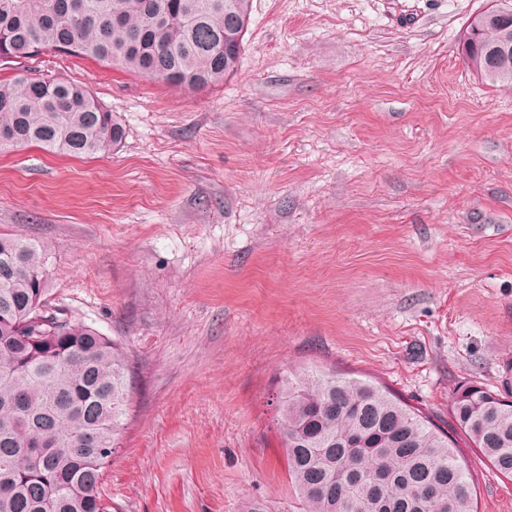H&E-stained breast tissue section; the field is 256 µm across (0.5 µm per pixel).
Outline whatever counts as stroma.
Segmentation results:
<instances>
[{
    "mask_svg": "<svg viewBox=\"0 0 512 512\" xmlns=\"http://www.w3.org/2000/svg\"><path fill=\"white\" fill-rule=\"evenodd\" d=\"M489 0H252L239 68L174 89L47 52L124 128L95 158L0 155V232L52 244L47 299L125 347L118 512H301L288 373L380 382L450 429L512 391V93L458 45ZM478 512L512 481L463 448Z\"/></svg>",
    "mask_w": 512,
    "mask_h": 512,
    "instance_id": "obj_1",
    "label": "stroma"
}]
</instances>
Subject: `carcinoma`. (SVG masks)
I'll return each mask as SVG.
<instances>
[{
	"label": "carcinoma",
	"instance_id": "obj_1",
	"mask_svg": "<svg viewBox=\"0 0 512 512\" xmlns=\"http://www.w3.org/2000/svg\"><path fill=\"white\" fill-rule=\"evenodd\" d=\"M497 4L460 34L469 68L512 88L493 54L512 19ZM251 0H0V66L46 51L200 90L237 70ZM237 41L236 52L224 43ZM117 117L82 85L0 80V154L37 145L71 156L116 148ZM48 242L0 233V512H113L98 481L129 406L124 348L47 298ZM288 477L304 512H476L471 474L448 435L381 384L312 370L280 395ZM448 410L512 480V401L475 383Z\"/></svg>",
	"mask_w": 512,
	"mask_h": 512
}]
</instances>
